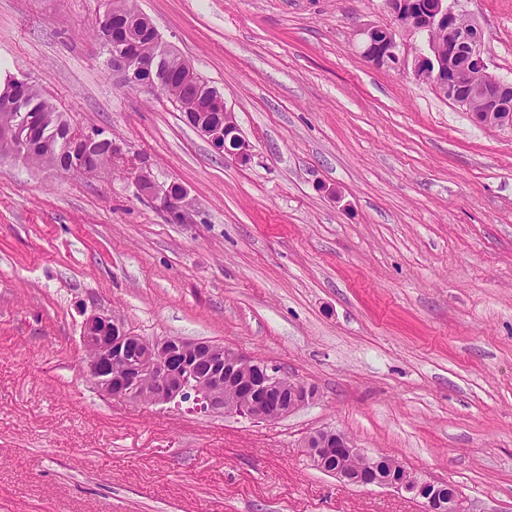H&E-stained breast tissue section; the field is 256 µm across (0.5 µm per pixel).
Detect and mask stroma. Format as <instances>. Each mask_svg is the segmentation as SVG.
<instances>
[{"instance_id": "35a3bbf8", "label": "stroma", "mask_w": 512, "mask_h": 512, "mask_svg": "<svg viewBox=\"0 0 512 512\" xmlns=\"http://www.w3.org/2000/svg\"><path fill=\"white\" fill-rule=\"evenodd\" d=\"M253 147L217 154L167 98L113 80L102 0H0V64L121 160L0 161V512H422L314 468L310 433L512 512V126L416 79L385 0H137ZM512 82V0H458ZM395 27L405 66L358 30ZM188 190L190 223L124 159ZM207 341L316 390L276 422L107 398L83 320Z\"/></svg>"}]
</instances>
